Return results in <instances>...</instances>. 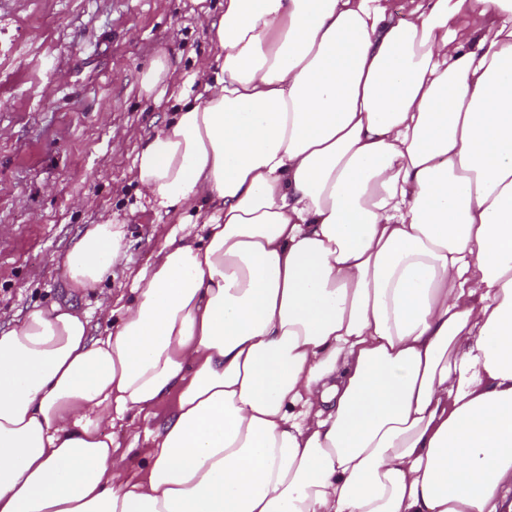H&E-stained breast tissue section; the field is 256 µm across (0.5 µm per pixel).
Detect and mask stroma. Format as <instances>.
Segmentation results:
<instances>
[{"label":"stroma","mask_w":512,"mask_h":512,"mask_svg":"<svg viewBox=\"0 0 512 512\" xmlns=\"http://www.w3.org/2000/svg\"><path fill=\"white\" fill-rule=\"evenodd\" d=\"M224 0H0V332L35 307L69 304L91 333L112 327L100 300L130 292L185 208L158 212L140 195L133 162L170 119L173 92L200 94L213 61L209 24ZM159 88L145 92L155 62ZM124 225V257L97 287L71 288L65 258L91 225ZM156 419L115 422L111 433L139 465L135 434Z\"/></svg>","instance_id":"35a3bbf8"}]
</instances>
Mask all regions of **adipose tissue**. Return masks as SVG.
<instances>
[{
	"label": "adipose tissue",
	"mask_w": 512,
	"mask_h": 512,
	"mask_svg": "<svg viewBox=\"0 0 512 512\" xmlns=\"http://www.w3.org/2000/svg\"><path fill=\"white\" fill-rule=\"evenodd\" d=\"M224 0L137 152L131 299L0 333V512H512V0ZM123 225L68 251L104 282ZM177 407L128 467L105 423Z\"/></svg>",
	"instance_id": "ef3b65f1"
}]
</instances>
